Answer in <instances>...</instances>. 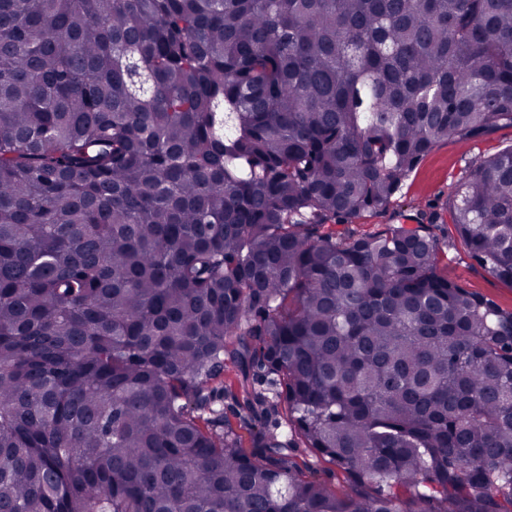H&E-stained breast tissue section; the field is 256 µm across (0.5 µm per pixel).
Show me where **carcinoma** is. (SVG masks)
<instances>
[{
	"label": "carcinoma",
	"mask_w": 512,
	"mask_h": 512,
	"mask_svg": "<svg viewBox=\"0 0 512 512\" xmlns=\"http://www.w3.org/2000/svg\"><path fill=\"white\" fill-rule=\"evenodd\" d=\"M501 126L512 0H0V512H512V312L352 229ZM446 210L512 285V147ZM224 388L227 390L226 398L224 399V414L230 420L236 432L242 436L243 445L245 448L252 451L258 448H250V429L251 425L248 421H244L243 417L246 416L245 409L242 408L243 396L238 386V378L236 372L232 369H224ZM233 395L238 397L240 403H237ZM294 442L293 455L305 472L314 471L316 477L331 490L337 491L350 482L346 474L330 463L327 458L319 455L312 448H308L305 441L299 436L295 437Z\"/></svg>",
	"instance_id": "cac0c4a2"
}]
</instances>
